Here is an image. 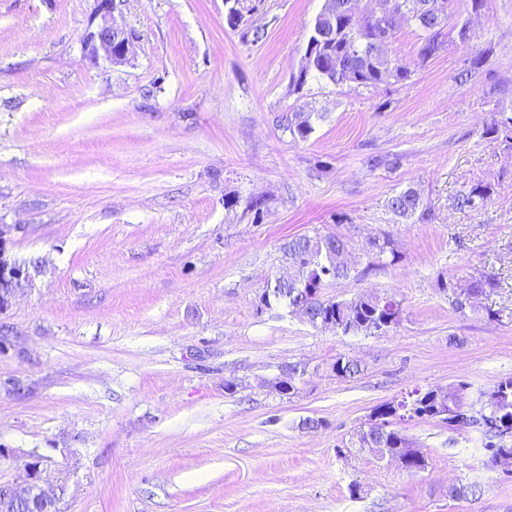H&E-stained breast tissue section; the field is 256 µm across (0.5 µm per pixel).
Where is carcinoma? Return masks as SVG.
Instances as JSON below:
<instances>
[{"mask_svg":"<svg viewBox=\"0 0 512 512\" xmlns=\"http://www.w3.org/2000/svg\"><path fill=\"white\" fill-rule=\"evenodd\" d=\"M353 0H324L308 37L304 62L292 85L299 89L308 77L318 78L336 86L369 88L378 84L402 83L410 74L399 60L388 57L383 51L385 41L391 39L402 24L416 17L415 25L420 32L419 55L426 60L445 48L443 32L435 27L448 25L450 0H395L392 13H372L359 18L353 11ZM228 4L226 20L232 28L239 27L245 16L254 11L252 0H225ZM286 129L296 139L306 140L313 133V113L293 112L288 116ZM490 189L484 185L473 186L457 198L460 209L474 208L487 201ZM394 215L410 219L421 207L420 195L412 187L397 192L389 202ZM369 252L379 264L395 263L397 252L391 239L384 237L369 240ZM346 242L343 236L328 233L300 234L288 239L282 246L288 264V277H274L267 281L259 295L257 308L270 309L284 305L289 312L299 315L314 328H324L331 323L342 335H387L396 330L402 321L401 303L392 296L361 294L351 298L324 299L320 289L330 281L348 277L349 268L343 260ZM438 290L448 295L453 309L463 313L465 306L459 299L462 294L474 297L493 290L494 280L485 274L470 276L461 285L454 278L437 280ZM339 379H354L364 372L361 361L338 356L329 365ZM306 366L288 365L279 382L269 387L282 395H295L304 382ZM468 384L461 382L448 388L431 387L415 389L401 400L405 406L417 407L416 417L439 419L448 429L465 427L488 429L483 435V455L491 467H496L500 457L512 461V443L504 445L498 440L499 430L512 431V377H505L494 386L477 390L471 400H466ZM463 415L467 410L476 411L459 425L441 415V411ZM400 420L385 419L379 425H363L349 439L350 448H371L381 456L407 455L418 448L399 428ZM482 493L477 482L460 483L448 489V497L467 499Z\"/></svg>","mask_w":512,"mask_h":512,"instance_id":"cac0c4a2","label":"carcinoma"}]
</instances>
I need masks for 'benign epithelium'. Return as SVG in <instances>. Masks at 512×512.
I'll return each instance as SVG.
<instances>
[{"mask_svg": "<svg viewBox=\"0 0 512 512\" xmlns=\"http://www.w3.org/2000/svg\"><path fill=\"white\" fill-rule=\"evenodd\" d=\"M98 6L93 20L84 35L85 58L93 65L103 60L110 65L126 58L129 43H114L115 37H125V30L115 23L114 13L123 0H97ZM19 227L3 224L0 226V310L6 311L17 295L25 291L30 283V275L24 266L12 258L9 244L13 233ZM11 497L26 500L37 512H62V504L67 493L64 483L51 484L43 476L41 466L33 464L26 457L22 483L5 482L0 485Z\"/></svg>", "mask_w": 512, "mask_h": 512, "instance_id": "benign-epithelium-1", "label": "benign epithelium"}]
</instances>
